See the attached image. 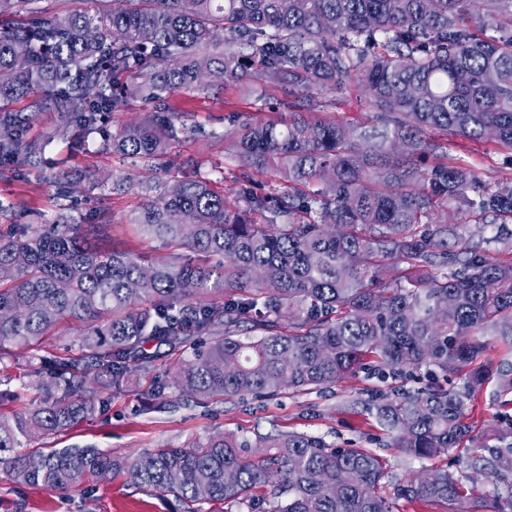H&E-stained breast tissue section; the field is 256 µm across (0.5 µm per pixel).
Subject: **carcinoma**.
I'll list each match as a JSON object with an SVG mask.
<instances>
[{"instance_id": "1", "label": "carcinoma", "mask_w": 512, "mask_h": 512, "mask_svg": "<svg viewBox=\"0 0 512 512\" xmlns=\"http://www.w3.org/2000/svg\"><path fill=\"white\" fill-rule=\"evenodd\" d=\"M39 0H0V165L39 178L57 166L27 128L49 106L56 135L134 159L144 201L128 222L203 256L145 261L107 250L111 220L59 212L48 224L0 230V352L28 349V384L58 392L0 420V473L14 482L89 494L105 474L175 499L173 512L222 503L259 512H393L392 499L447 512H512L488 496L512 476V423L478 454L466 404L512 368L481 362L487 337L512 344V178L484 181L430 135L491 141L512 151V0H85L50 14ZM496 35L489 36L487 30ZM288 88L276 120L249 118L224 134L244 171L231 205L211 182L167 161L184 116L105 119L130 95L147 103L212 83ZM134 75L128 83L125 77ZM350 82L375 108L371 125L320 116L321 98ZM27 100L17 111L13 103ZM267 175L272 188L254 175ZM57 195L71 197L68 173ZM498 226L495 258L441 219L448 205ZM397 276L382 282L384 272ZM82 323L76 357H37L65 318ZM249 325L257 335L240 337ZM179 353L165 390L176 398H235L331 385L369 363L383 379L427 367L465 372L458 389L381 392L366 413L417 459L457 450L453 472H415L380 492L386 463L298 432L240 440L216 434L188 448L114 456L97 448H32L96 414L92 385L121 390L149 374L160 346Z\"/></svg>"}]
</instances>
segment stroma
<instances>
[{
    "label": "stroma",
    "mask_w": 512,
    "mask_h": 512,
    "mask_svg": "<svg viewBox=\"0 0 512 512\" xmlns=\"http://www.w3.org/2000/svg\"><path fill=\"white\" fill-rule=\"evenodd\" d=\"M287 90L267 88L257 96L248 82H227L201 95L176 91L168 95L163 107L185 115L191 126L211 131V138L188 134L171 153L174 169L197 172L212 180L215 189L227 201H234L238 164L224 153L223 133L227 118L235 113L261 114L276 118ZM330 115L348 122H369L373 109L357 85L346 86L333 95L327 108ZM63 123V115L54 109L40 112L31 122L27 135L35 142H49L50 155L62 159V168L79 177L91 174L102 177H136L138 168L130 160L103 152L72 153L55 132ZM455 158L474 166L484 180L494 182L512 178V154L490 142L460 141L452 151ZM75 215L83 217L105 214L112 219V249L142 257L168 253L167 245L141 235L127 216L137 210L142 198L136 189L121 194L111 188L79 189L75 194ZM60 205L53 173L35 178L0 169V225L40 224L51 219ZM21 368L12 358L0 359V375H10L12 399L0 402V419H10L44 400L43 392L24 386ZM153 376H143L127 390L105 393L106 405L101 413L79 423L55 438L57 448L91 446L116 455H131L160 448H181L217 433H230L242 439H255L257 434L272 430L299 432L318 436L327 443L344 448H366L384 458L388 476L384 494H392L393 486L420 469L421 461L409 459L389 445L390 437L362 409V400L382 390L383 382L360 372L342 379L327 389L286 391L274 397L217 400L207 404L178 402L153 410L143 403L152 390ZM495 382H488L481 394L467 405L466 415L474 426L473 443L481 445L489 426L512 420V404L499 405L493 396ZM166 498L140 490L126 483L124 477L98 483L87 496L63 494L50 490L16 486L0 474V512H169Z\"/></svg>",
    "instance_id": "stroma-1"
}]
</instances>
